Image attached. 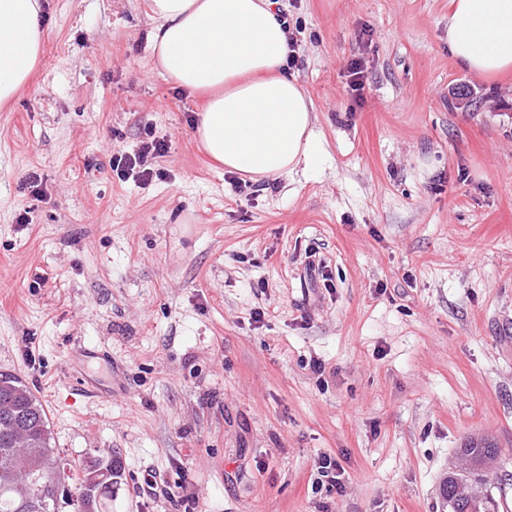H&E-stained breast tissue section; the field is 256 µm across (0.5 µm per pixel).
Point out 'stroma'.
<instances>
[{
	"label": "stroma",
	"instance_id": "35a3bbf8",
	"mask_svg": "<svg viewBox=\"0 0 512 512\" xmlns=\"http://www.w3.org/2000/svg\"><path fill=\"white\" fill-rule=\"evenodd\" d=\"M146 2L44 0L42 58L0 107V372L54 448L120 457L112 512H447L487 434L512 512V74L458 68L448 0H276L324 154L239 192ZM148 130L160 176L119 180L113 152ZM76 345L111 352V396L82 389ZM150 472L169 496L139 495ZM463 457L468 456L479 462L497 459L498 448L481 438L471 437L460 448ZM316 470L318 476H320L318 480H320L321 484L325 481L332 488L335 487L336 490L342 491L343 485L339 478L342 475L341 468L336 459L330 456H322L316 464ZM467 491L456 481V474H449L443 487V498L448 506V512H466L470 501Z\"/></svg>",
	"mask_w": 512,
	"mask_h": 512
}]
</instances>
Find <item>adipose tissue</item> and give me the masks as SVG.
<instances>
[{
    "mask_svg": "<svg viewBox=\"0 0 512 512\" xmlns=\"http://www.w3.org/2000/svg\"><path fill=\"white\" fill-rule=\"evenodd\" d=\"M160 69L208 94L196 137L225 169L259 183L321 156L310 98L287 67V33L269 0H148ZM40 0H0V104L41 53ZM448 52L472 75L512 72V0H448Z\"/></svg>",
    "mask_w": 512,
    "mask_h": 512,
    "instance_id": "obj_1",
    "label": "adipose tissue"
}]
</instances>
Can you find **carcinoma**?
Returning a JSON list of instances; mask_svg holds the SVG:
<instances>
[{
  "instance_id": "cac0c4a2",
  "label": "carcinoma",
  "mask_w": 512,
  "mask_h": 512,
  "mask_svg": "<svg viewBox=\"0 0 512 512\" xmlns=\"http://www.w3.org/2000/svg\"><path fill=\"white\" fill-rule=\"evenodd\" d=\"M21 416L29 424L0 430V512H50L59 500L74 512H112V485L122 469L112 456L88 457L80 464V476L71 483L61 477L67 466L51 448L47 413L30 387L12 373H0V417ZM462 456L479 462L494 460L498 448L471 437L460 448ZM448 512H466V490L448 475L443 487Z\"/></svg>"
}]
</instances>
